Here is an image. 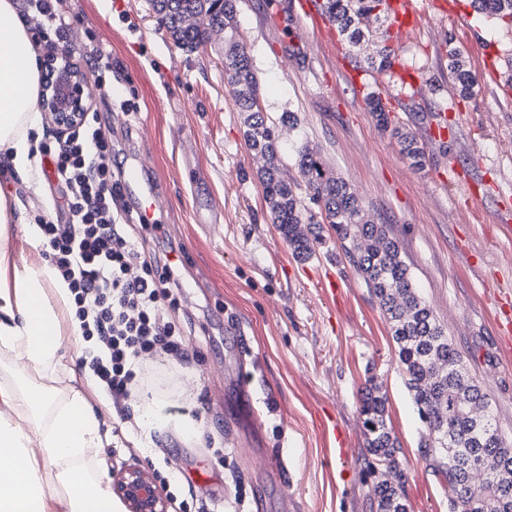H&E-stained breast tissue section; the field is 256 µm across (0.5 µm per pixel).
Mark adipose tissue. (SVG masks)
Masks as SVG:
<instances>
[{
	"mask_svg": "<svg viewBox=\"0 0 512 512\" xmlns=\"http://www.w3.org/2000/svg\"><path fill=\"white\" fill-rule=\"evenodd\" d=\"M39 76L27 28L0 0V149L22 173L35 164L27 133L39 127ZM18 236L31 258L15 251ZM43 249L0 193V512H123L104 466L111 404L93 381L58 383L81 329L64 319L70 291Z\"/></svg>",
	"mask_w": 512,
	"mask_h": 512,
	"instance_id": "ef3b65f1",
	"label": "adipose tissue"
}]
</instances>
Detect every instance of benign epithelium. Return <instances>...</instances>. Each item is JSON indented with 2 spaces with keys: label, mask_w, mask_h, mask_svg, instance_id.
<instances>
[{
  "label": "benign epithelium",
  "mask_w": 512,
  "mask_h": 512,
  "mask_svg": "<svg viewBox=\"0 0 512 512\" xmlns=\"http://www.w3.org/2000/svg\"><path fill=\"white\" fill-rule=\"evenodd\" d=\"M51 77L42 92L41 106L50 126L58 134L76 127L87 110L85 76L74 64H62L51 56ZM112 493L126 505L127 512H167L165 499L153 478L138 467L113 475Z\"/></svg>",
  "instance_id": "1"
}]
</instances>
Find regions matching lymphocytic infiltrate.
<instances>
[{
  "mask_svg": "<svg viewBox=\"0 0 512 512\" xmlns=\"http://www.w3.org/2000/svg\"><path fill=\"white\" fill-rule=\"evenodd\" d=\"M39 153L68 189L71 220L57 224L42 218L38 228L68 284L84 336L99 344L92 366L117 403L128 395L143 352L179 350L180 333L162 313L172 295L174 269L143 258L127 233L131 215L113 210L122 186L112 171V147L95 117L65 140L41 143Z\"/></svg>",
  "mask_w": 512,
  "mask_h": 512,
  "instance_id": "1",
  "label": "lymphocytic infiltrate"
}]
</instances>
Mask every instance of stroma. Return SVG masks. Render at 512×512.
Segmentation results:
<instances>
[{
  "mask_svg": "<svg viewBox=\"0 0 512 512\" xmlns=\"http://www.w3.org/2000/svg\"><path fill=\"white\" fill-rule=\"evenodd\" d=\"M294 0H240L238 33L271 117L295 113L281 137L288 179L302 143L321 151L377 222L387 225L413 282L493 402L512 445V93L501 58L512 34L478 22L470 0H417V28L390 44L401 90L359 72L344 35L326 42ZM68 51L87 76L88 111L118 167L138 161L157 188L160 230L134 226L144 255L173 260L182 285L165 319L179 355L142 354L145 372L116 414L108 471L134 464L170 486L168 512H376L358 390L375 379L405 468L409 512H448V485L422 448L425 433L378 300L325 229L297 260L264 201L243 117L224 86V39L177 47L150 0H62ZM476 80L459 97L448 52ZM112 70L90 64L95 52ZM415 134L414 168L367 105ZM0 191L25 223H66L64 188L38 166L30 177L0 159ZM156 399L151 431L134 405ZM344 446L345 458L336 455ZM283 455V467L269 456Z\"/></svg>",
  "mask_w": 512,
  "mask_h": 512,
  "instance_id": "stroma-1",
  "label": "stroma"
}]
</instances>
